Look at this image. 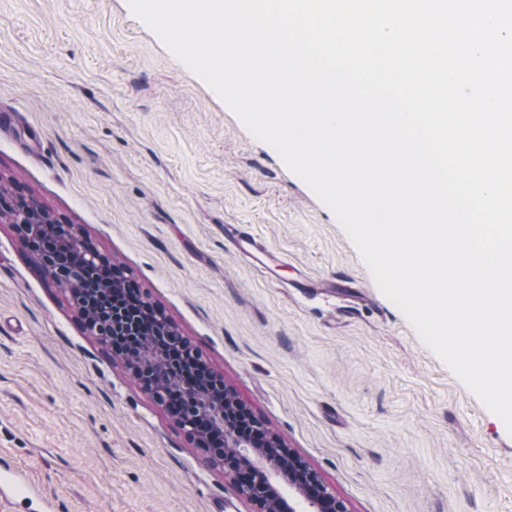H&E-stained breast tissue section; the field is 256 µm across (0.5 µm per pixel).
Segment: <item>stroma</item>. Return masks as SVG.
Instances as JSON below:
<instances>
[{"mask_svg": "<svg viewBox=\"0 0 512 512\" xmlns=\"http://www.w3.org/2000/svg\"><path fill=\"white\" fill-rule=\"evenodd\" d=\"M1 112L0 180L119 264L347 512H512L502 420L381 293L331 210L127 0H0ZM228 224L253 226L277 280ZM1 455L56 512L252 510L4 219Z\"/></svg>", "mask_w": 512, "mask_h": 512, "instance_id": "1", "label": "stroma"}]
</instances>
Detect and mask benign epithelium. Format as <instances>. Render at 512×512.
<instances>
[{"label":"benign epithelium","instance_id":"1","mask_svg":"<svg viewBox=\"0 0 512 512\" xmlns=\"http://www.w3.org/2000/svg\"><path fill=\"white\" fill-rule=\"evenodd\" d=\"M112 334L142 336L139 320L122 310L110 311ZM135 368L154 379L170 374L172 360L160 343L138 346ZM175 396L187 409L182 428L191 433L202 423L224 433V447L235 449V458L224 459V474L238 494L252 505V512H347L319 477L276 435H268L267 446L240 437L232 422L241 401L228 387L217 398L184 379ZM288 486L289 493L282 491Z\"/></svg>","mask_w":512,"mask_h":512}]
</instances>
